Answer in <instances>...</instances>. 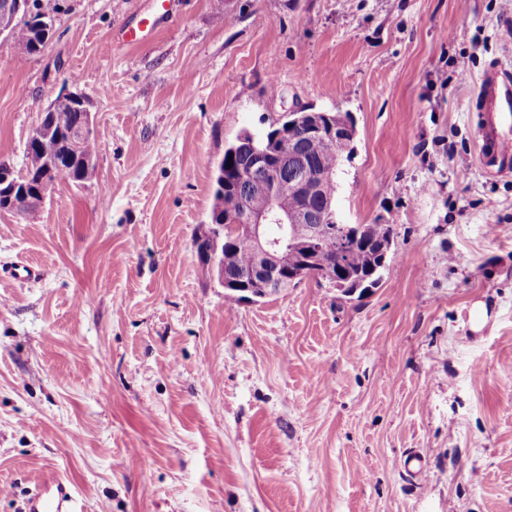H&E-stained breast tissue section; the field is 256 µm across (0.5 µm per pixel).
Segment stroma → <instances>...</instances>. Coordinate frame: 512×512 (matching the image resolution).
I'll return each mask as SVG.
<instances>
[{
  "label": "stroma",
  "mask_w": 512,
  "mask_h": 512,
  "mask_svg": "<svg viewBox=\"0 0 512 512\" xmlns=\"http://www.w3.org/2000/svg\"><path fill=\"white\" fill-rule=\"evenodd\" d=\"M154 2L38 0L41 53L0 46V161L61 95L97 141L94 181L0 214V512L53 475L82 512H512V174L475 109L512 0H178L120 41ZM301 107L354 118L336 221L391 254L359 297L240 302L194 245L217 165ZM175 0H156L155 12L153 15L142 18L137 28L126 27L123 30V41L129 44H136L140 38L139 33L147 27L154 28L158 22L164 18L169 17L172 13Z\"/></svg>",
  "instance_id": "35a3bbf8"
}]
</instances>
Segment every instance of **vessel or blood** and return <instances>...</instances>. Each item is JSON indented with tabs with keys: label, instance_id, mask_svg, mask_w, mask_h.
<instances>
[{
	"label": "vessel or blood",
	"instance_id": "b4317fda",
	"mask_svg": "<svg viewBox=\"0 0 512 512\" xmlns=\"http://www.w3.org/2000/svg\"><path fill=\"white\" fill-rule=\"evenodd\" d=\"M174 0H156L153 15L142 18L137 26L123 30L125 42L134 44L139 40L140 30L155 27L169 17ZM482 110L478 114L479 162L491 175L512 172V135L506 127L512 126V71L496 67L484 76L481 84ZM74 490L59 477L45 480L41 490L28 504V512H76Z\"/></svg>",
	"mask_w": 512,
	"mask_h": 512
}]
</instances>
